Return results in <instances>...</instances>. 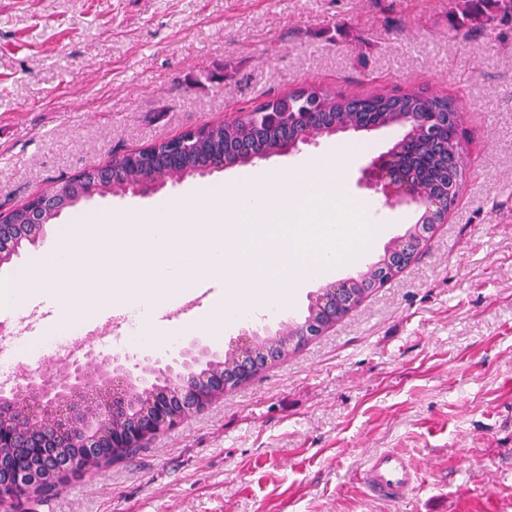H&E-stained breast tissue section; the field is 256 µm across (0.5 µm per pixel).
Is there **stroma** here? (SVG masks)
Wrapping results in <instances>:
<instances>
[{
    "instance_id": "obj_1",
    "label": "stroma",
    "mask_w": 512,
    "mask_h": 512,
    "mask_svg": "<svg viewBox=\"0 0 512 512\" xmlns=\"http://www.w3.org/2000/svg\"><path fill=\"white\" fill-rule=\"evenodd\" d=\"M304 85L344 96L424 88L456 99L460 200L414 262L323 335L177 428L18 512H512V21L453 32L448 0H0V212L58 179ZM401 131L359 145L351 195ZM298 153V154H299ZM153 196L67 210L0 265L35 260L65 226ZM414 206L361 215L368 262ZM44 324L12 345L13 385L52 373ZM394 449L420 473L402 499L359 481Z\"/></svg>"
}]
</instances>
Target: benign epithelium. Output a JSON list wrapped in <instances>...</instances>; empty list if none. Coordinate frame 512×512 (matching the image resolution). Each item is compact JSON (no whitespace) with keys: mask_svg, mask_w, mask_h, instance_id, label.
<instances>
[{"mask_svg":"<svg viewBox=\"0 0 512 512\" xmlns=\"http://www.w3.org/2000/svg\"><path fill=\"white\" fill-rule=\"evenodd\" d=\"M405 144L374 160L363 170L362 182L388 198L415 203L417 195L410 189L411 178L402 160ZM241 146L234 155L208 157L200 169L235 166ZM138 152L126 154L127 162L100 169L101 180L108 185H124L125 191L140 193L142 186L126 183L128 166L137 160ZM459 196L455 183L448 185V197L433 203L424 211V221L407 233L362 275V280L334 284L323 289L320 311L295 326L296 334L306 341L319 336L336 319L354 309L352 289L360 283L370 288L385 286L402 273L422 249L426 234L438 224L448 223V210ZM63 199L51 192L34 196L27 205L25 224H13L0 215V251L14 252L20 240L34 241L37 231L48 216L60 214ZM254 342L245 340L247 353L236 363L233 377L190 371L197 361L187 348L179 349L168 359H155L145 372L168 387L150 396L149 412L133 417L129 411V392L133 389L130 372L115 358L106 362L107 381L91 380L86 366L75 362L59 364L51 379L43 376L29 379L26 388L36 393L37 401L18 414L15 397L0 392V512L47 480H66L75 472H87L121 459L131 448L164 430L177 426L187 415L205 408L233 381L244 382L277 360L270 353L252 352Z\"/></svg>","mask_w":512,"mask_h":512,"instance_id":"1","label":"benign epithelium"}]
</instances>
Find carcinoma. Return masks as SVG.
Returning <instances> with one entry per match:
<instances>
[{
  "label": "carcinoma",
  "instance_id": "cac0c4a2",
  "mask_svg": "<svg viewBox=\"0 0 512 512\" xmlns=\"http://www.w3.org/2000/svg\"><path fill=\"white\" fill-rule=\"evenodd\" d=\"M503 17L512 18V0H448V21L451 29L465 35L484 32ZM438 113L448 123L438 127L433 141L415 146L410 164L426 202L448 186L453 174L463 169V156L452 158L447 149L448 126L454 127V145L462 144L461 120L454 100L419 89L382 91L365 97H342L328 94L316 86L301 87L287 95L272 96L257 106L243 110L224 127L212 132L208 127L195 130L183 146V163L175 180L200 174L199 159L231 150L237 143H250L256 160L289 152L288 142H316L339 131L369 132L373 128L398 125L403 138L416 135L410 115ZM169 143L161 141L149 147L127 174V181L148 183L168 170ZM56 187L70 196V207H77L88 198L90 182L77 177L58 181ZM257 345L268 346L284 358L300 348V337L276 333L258 337Z\"/></svg>",
  "mask_w": 512,
  "mask_h": 512
}]
</instances>
